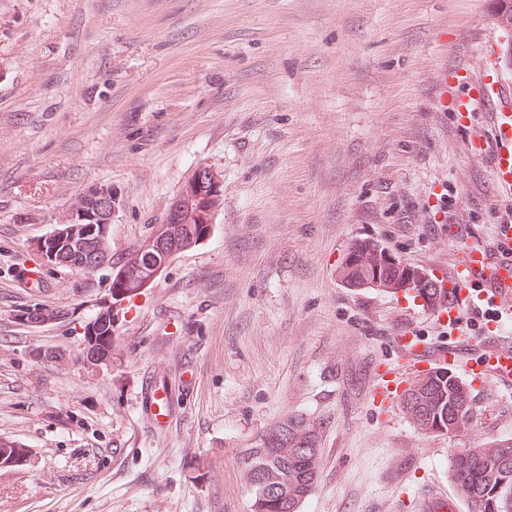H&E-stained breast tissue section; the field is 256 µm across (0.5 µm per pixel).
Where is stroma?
Masks as SVG:
<instances>
[{
    "label": "stroma",
    "mask_w": 512,
    "mask_h": 512,
    "mask_svg": "<svg viewBox=\"0 0 512 512\" xmlns=\"http://www.w3.org/2000/svg\"><path fill=\"white\" fill-rule=\"evenodd\" d=\"M498 0H0V512H252L239 457L281 417L320 427L319 481L300 512H419L454 493L459 448L512 438V386L471 385L460 433L426 434L382 378L416 371L394 336L467 344L400 295L337 269L377 240L448 273L492 241L497 193L455 98L496 82L512 113ZM224 203L209 236L112 312V361L83 362L111 272L37 267L34 243L108 185L122 254L161 223L198 165ZM21 305L65 310L19 323ZM63 355L61 363L42 352ZM170 403L152 423L145 380ZM27 447L28 446L22 442L0 440V466L5 467L25 465L27 463V460L17 459L14 457L8 458V454L10 450V455L17 454L20 456H27L31 452L30 448Z\"/></svg>",
    "instance_id": "35a3bbf8"
}]
</instances>
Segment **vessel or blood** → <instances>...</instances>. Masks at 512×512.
I'll return each instance as SVG.
<instances>
[{
  "instance_id": "obj_1",
  "label": "vessel or blood",
  "mask_w": 512,
  "mask_h": 512,
  "mask_svg": "<svg viewBox=\"0 0 512 512\" xmlns=\"http://www.w3.org/2000/svg\"><path fill=\"white\" fill-rule=\"evenodd\" d=\"M499 93L495 85L483 84L474 91L463 93L460 106L469 111L476 106L489 105L498 99ZM473 147L478 152L490 154L496 190L512 197V113H491L489 134L478 137ZM445 281L451 291L448 305L436 310L435 317L448 326L455 325L462 307H474L512 295V224L499 225L492 244L468 243ZM511 323V309L490 320L484 329L485 341L481 347L482 374L507 385H512V343L503 341L501 334L505 325ZM395 342L415 365H444L457 353L455 345L437 348L409 331L400 333Z\"/></svg>"
}]
</instances>
